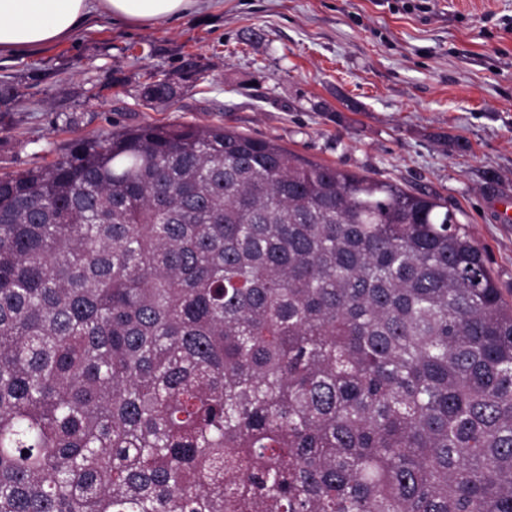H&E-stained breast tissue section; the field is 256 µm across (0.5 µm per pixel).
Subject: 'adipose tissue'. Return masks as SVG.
Segmentation results:
<instances>
[{
  "label": "adipose tissue",
  "mask_w": 512,
  "mask_h": 512,
  "mask_svg": "<svg viewBox=\"0 0 512 512\" xmlns=\"http://www.w3.org/2000/svg\"><path fill=\"white\" fill-rule=\"evenodd\" d=\"M200 0H0V51L17 53L66 40L89 18L131 25L179 17Z\"/></svg>",
  "instance_id": "obj_1"
}]
</instances>
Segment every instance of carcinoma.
<instances>
[{"mask_svg":"<svg viewBox=\"0 0 512 512\" xmlns=\"http://www.w3.org/2000/svg\"><path fill=\"white\" fill-rule=\"evenodd\" d=\"M0 512H512V304L437 196L75 139L0 176Z\"/></svg>","mask_w":512,"mask_h":512,"instance_id":"cac0c4a2","label":"carcinoma"}]
</instances>
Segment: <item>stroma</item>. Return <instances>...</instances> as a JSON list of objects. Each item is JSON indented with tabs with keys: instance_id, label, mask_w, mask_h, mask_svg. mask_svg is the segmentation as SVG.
<instances>
[{
	"instance_id": "stroma-1",
	"label": "stroma",
	"mask_w": 512,
	"mask_h": 512,
	"mask_svg": "<svg viewBox=\"0 0 512 512\" xmlns=\"http://www.w3.org/2000/svg\"><path fill=\"white\" fill-rule=\"evenodd\" d=\"M152 73L177 87L167 106L138 94ZM0 80L23 93L0 112V174L124 126L221 124L437 195L512 301V224L491 211L512 193V0H205L187 16L102 17L1 55Z\"/></svg>"
}]
</instances>
